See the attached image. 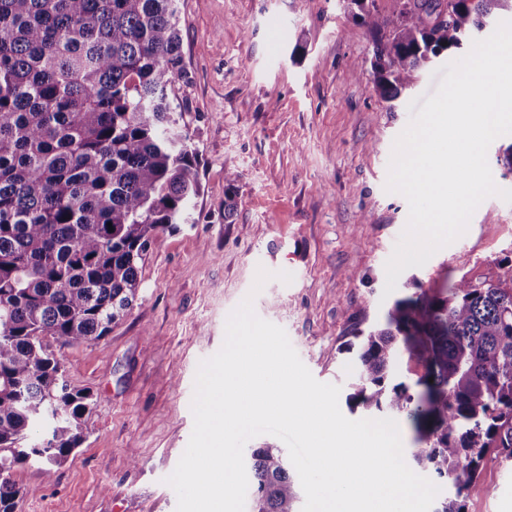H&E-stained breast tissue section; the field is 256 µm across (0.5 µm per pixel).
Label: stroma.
Returning <instances> with one entry per match:
<instances>
[{"label": "stroma", "instance_id": "obj_1", "mask_svg": "<svg viewBox=\"0 0 512 512\" xmlns=\"http://www.w3.org/2000/svg\"><path fill=\"white\" fill-rule=\"evenodd\" d=\"M186 75L170 94L198 152L202 189L180 231L153 241L132 311L97 344L55 348L71 388L92 394L84 441L62 466L26 464L16 512H176L166 479L191 437L198 364L225 338L246 296L282 327L314 378L350 393L341 348L349 311L363 326L395 299L449 277H496L512 258V204L485 199L466 233L384 296L385 264L406 226L385 183L410 103L433 94L422 70L396 111L366 70L372 43L342 0H177ZM303 54H294L295 45ZM242 203L224 221V173ZM272 272L260 292L258 268ZM293 276L291 283L280 273ZM466 512H512V461L488 455Z\"/></svg>", "mask_w": 512, "mask_h": 512}]
</instances>
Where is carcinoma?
<instances>
[{
  "label": "carcinoma",
  "mask_w": 512,
  "mask_h": 512,
  "mask_svg": "<svg viewBox=\"0 0 512 512\" xmlns=\"http://www.w3.org/2000/svg\"><path fill=\"white\" fill-rule=\"evenodd\" d=\"M175 0H0V512L32 490L12 472L63 465L90 395L49 343H97L132 308L148 246L182 223L198 153L168 90L185 75ZM368 31L374 91L397 100L427 63L470 51L512 0H343ZM224 173V222L241 203ZM497 280L462 276L394 302L357 330L350 407L404 417L410 456L465 512L486 456L512 459V260ZM420 368L393 382L402 360ZM252 512H299L278 448L248 460Z\"/></svg>",
  "instance_id": "cac0c4a2"
}]
</instances>
